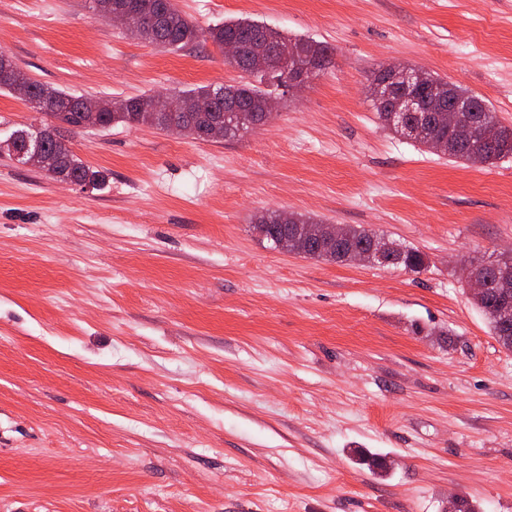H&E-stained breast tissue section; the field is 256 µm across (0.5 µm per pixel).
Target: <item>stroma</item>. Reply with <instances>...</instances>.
<instances>
[{
  "mask_svg": "<svg viewBox=\"0 0 512 512\" xmlns=\"http://www.w3.org/2000/svg\"><path fill=\"white\" fill-rule=\"evenodd\" d=\"M177 3L333 63L234 139L70 134L95 189L0 153V512H512V351L460 272L512 249V156L424 150L369 98L397 61L512 125V0ZM1 51L98 100L241 79L212 43L157 47L91 0H0ZM271 211L427 264L277 251L254 229ZM392 248L388 249L385 253V259L388 263L385 266H403L405 269L422 266L425 256L419 250L412 247H402L394 241L388 240Z\"/></svg>",
  "mask_w": 512,
  "mask_h": 512,
  "instance_id": "stroma-1",
  "label": "stroma"
}]
</instances>
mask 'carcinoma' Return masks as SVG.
I'll list each match as a JSON object with an SVG mask.
<instances>
[{"mask_svg": "<svg viewBox=\"0 0 512 512\" xmlns=\"http://www.w3.org/2000/svg\"><path fill=\"white\" fill-rule=\"evenodd\" d=\"M138 9V24L127 31L163 48H182L199 40H210L218 47L224 41L235 39L240 46L237 58L227 65L246 75V81L221 88L202 86L180 92L186 111L169 115L158 111V96L145 95L119 101H104L96 115L89 117L83 110L81 97L48 84L31 79L14 60L0 65V93H14L18 83L27 85L30 99L26 104L47 117L42 130L20 129L6 141L0 142L7 150L20 156L19 162L27 164L37 155L48 162L40 167L46 175L56 179H67L74 184L95 188L105 179L101 171L84 163L71 148L62 141L60 131L73 130L88 122L96 127L150 125L160 130L175 132L194 139L209 140L208 132L213 124L227 121L224 138L234 139L242 132L262 124L270 87L283 86L291 79V73L280 66V58L287 52L297 57L302 64L314 63L317 71L332 64L331 49L321 42L292 39L269 27L249 19L228 21L208 30L200 29L176 5L175 0H134ZM389 76L379 70L373 80L372 106L380 121L395 134L430 148L429 141L416 133L426 121L435 119L437 111L455 103H468L473 111L464 113L462 124L450 130L435 126L434 134L448 143V156L465 162H474L473 153L478 152L486 163L502 157L512 156V127L499 122L495 113L482 99L460 85L449 83L431 73H423L420 84L412 90L418 99L412 107L406 93L398 90L385 97L383 84ZM485 127L498 130L491 144L479 143L474 133ZM279 213L265 214L255 229L274 242L281 233ZM377 240V235L360 225L342 226L339 239L326 238L321 242L297 240L296 252L331 262H350L354 252L367 249ZM388 265L415 268L423 265L424 255L412 247L393 246L385 253ZM486 288L483 295L474 299V304L487 319L489 326L502 345L512 350V333L501 334L499 305L506 294L497 279L495 266L486 268Z\"/></svg>", "mask_w": 512, "mask_h": 512, "instance_id": "cac0c4a2", "label": "carcinoma"}]
</instances>
